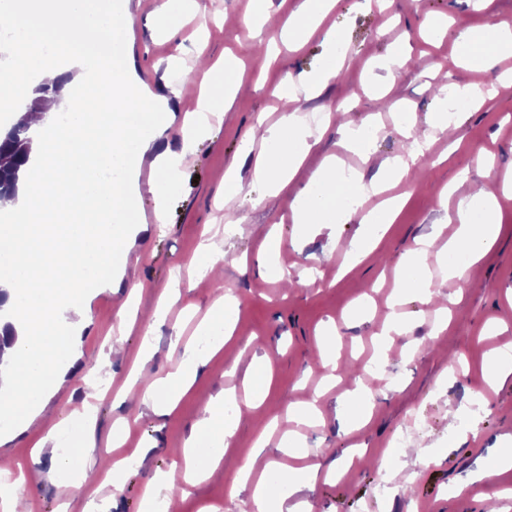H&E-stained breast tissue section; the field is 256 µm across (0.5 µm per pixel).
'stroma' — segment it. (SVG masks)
Returning a JSON list of instances; mask_svg holds the SVG:
<instances>
[{"mask_svg":"<svg viewBox=\"0 0 512 512\" xmlns=\"http://www.w3.org/2000/svg\"><path fill=\"white\" fill-rule=\"evenodd\" d=\"M202 2L205 24L189 22L171 36L155 0H112L116 10L130 12L135 20L128 35V65L152 92L161 94L165 81H176L182 72L201 80L194 59L202 42L211 60L228 52L241 59L252 75L262 76V87L242 88L222 124L198 138L167 196L166 223L128 234L129 250L140 255V262L118 257L119 274L111 288L93 297L78 350L58 361L61 385L41 399L28 426L0 424V457L25 468L34 512H87L92 504L100 512H143L147 480L159 472L184 470L181 449L203 406L225 392L244 398L249 365L266 357L274 376L262 420H242L213 477L177 487L169 481L159 484L155 502L174 512H200L206 505L246 512L257 484L276 497L281 489L272 483L274 474L315 465L316 479L294 495L308 501L313 512H488L496 506L512 512V467L499 465L512 452V375L493 386L487 382L489 352L512 354V207L499 183L486 180L483 170L489 162L497 174L512 171V140L499 137L503 127L512 126V95H498L477 111H451L462 145L450 149L444 135L435 141L419 162L420 176H407L395 188L408 196L403 210L375 251L355 268L346 269L344 254L362 231L357 220L294 221V200L324 155H335L340 168L374 176L387 158L402 151L403 138L396 131L400 106L411 109L417 133L429 130L436 111L451 110L449 101L433 93V66L460 82L483 80V73L456 66L453 37L481 28L487 14L512 15V0H492L484 13L474 10L470 0H419L415 6L394 0L383 13L340 0L325 23L341 30L351 59L318 98L302 104L308 114L330 105L329 126L293 181L275 195L254 182L252 160H238L240 141L259 116L271 122L278 118L281 107L274 90L287 74L321 68L330 49L318 33L297 51L283 35V22L301 0H273L277 22L245 28L235 20L237 0ZM429 14L447 17L449 36L431 43L421 40L419 30ZM397 49L406 50L407 60L387 73L380 63ZM344 120L368 131L370 160L339 145L336 129ZM234 159L242 191L228 208L222 196L224 169ZM481 185L497 194V243L469 267L460 284L435 277L439 295L434 303L410 296L400 308L403 330L381 339L407 249L415 238L438 232L460 199ZM238 219L244 222L240 234L232 227ZM272 232L282 238L280 264L294 276L305 268L318 270L315 285L288 287L259 279L253 269L241 273L239 259L255 261ZM207 252L219 258L215 282L201 278L192 265ZM175 273L181 282L179 298L160 321L147 326ZM136 281L145 288L134 296L130 286ZM228 292L241 304L230 340L213 355L197 327ZM124 304L130 311L126 317L118 314ZM146 334L154 354L138 387L176 368L173 340L208 356L192 389L167 417L138 401L117 398ZM323 346L336 354L335 372L321 363ZM311 399L321 418L299 426L296 452L286 454L280 442L290 428L288 406ZM364 410L367 422L353 430L352 421ZM121 419L128 420L137 446L114 486L98 475L112 460L104 448ZM271 420L278 427L263 455L248 480L237 482L257 434ZM411 420L417 423L413 438L397 447ZM89 421L96 426L97 444L79 458L81 469L94 478L76 493L57 471V440ZM50 433L55 442H46ZM356 449L362 459L341 477H328V470ZM385 452L392 463L384 473L379 457ZM385 475L393 488L382 495L377 488ZM408 486L414 487V496L404 495Z\"/></svg>","mask_w":512,"mask_h":512,"instance_id":"obj_1","label":"stroma"}]
</instances>
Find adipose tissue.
<instances>
[{"label":"adipose tissue","instance_id":"ef3b65f1","mask_svg":"<svg viewBox=\"0 0 512 512\" xmlns=\"http://www.w3.org/2000/svg\"><path fill=\"white\" fill-rule=\"evenodd\" d=\"M0 16L9 18L17 30L15 42L7 48L9 64L0 68V106L27 117L37 132L30 143L29 160L18 171L15 196L0 197V211L18 208L23 215L21 222L0 225V259L9 261L0 278L6 281L17 313L12 366L0 379L23 388L13 412L17 424L25 425L34 397L46 395L57 381L50 363L75 352L93 291L112 283V258L122 244V230L142 222L126 203L130 177L122 169L130 155H144L162 135L154 116L166 111L169 99L180 98L187 85L171 83L167 94L156 95L131 69H113L96 56V49L103 45L116 53L130 51L129 42L114 41L112 33L117 26H132L133 19L118 15L112 0H32L25 10L18 0H0ZM323 40L332 50L326 64L311 73L289 76L275 89L278 97L293 102V109L263 128L260 136L245 137L239 145L241 156H254V179L268 193H279L288 186L323 137L310 128L297 106L299 99L318 97L343 63L341 32L325 29ZM456 41L463 63L488 71L504 51L512 50V30L488 23L481 33L465 32ZM245 81L244 70L229 63L213 73L198 101L201 127H208L210 117L229 109ZM39 86L60 87L63 103L49 100L43 110L30 111L28 104ZM61 112L70 114V124L55 125L54 117ZM258 141L274 144L275 153L254 154ZM429 143V136L412 137L403 153L386 161L383 179L368 183L359 176L340 177L335 156H324L300 197L295 223H322L335 213L338 194L361 201L400 182L425 155ZM193 146L194 137L186 132L180 150L167 149L156 155L152 166L158 182L157 203H164ZM403 201L400 195L390 198L362 215L367 232L351 241L350 266L359 265L374 251L376 229L395 219ZM476 210L482 214L478 222L472 219ZM454 221L457 228L448 239V252L478 259L499 236L493 192L481 188L463 198ZM435 246L432 236L415 240L401 275L402 285L419 288L422 301L428 304L435 299L430 266ZM202 365L200 352L183 346L175 371L139 391L135 385L142 371L134 369L122 395L138 399L155 414H172ZM269 381V362L254 361L250 397L237 408L235 419L224 418V399L205 406L186 442L190 448H208L209 457L201 466L203 476H211L220 464L240 416L254 413L264 402Z\"/></svg>","mask_w":512,"mask_h":512}]
</instances>
